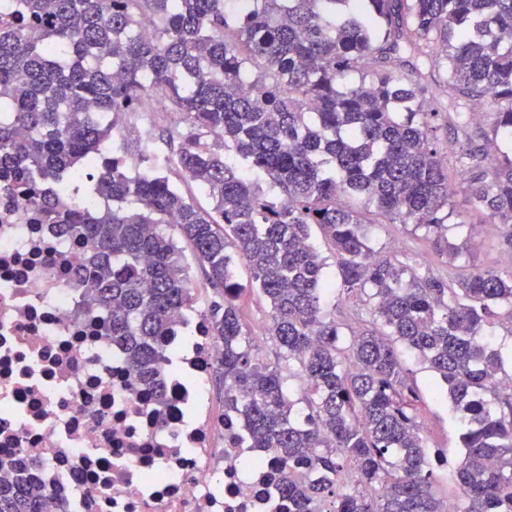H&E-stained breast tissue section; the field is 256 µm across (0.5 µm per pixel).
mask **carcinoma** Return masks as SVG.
I'll use <instances>...</instances> for the list:
<instances>
[{
  "label": "carcinoma",
  "mask_w": 512,
  "mask_h": 512,
  "mask_svg": "<svg viewBox=\"0 0 512 512\" xmlns=\"http://www.w3.org/2000/svg\"><path fill=\"white\" fill-rule=\"evenodd\" d=\"M226 2L10 0L0 178L28 189L44 223L96 244L77 286L156 390L160 338L193 303L191 247L212 290L204 315L224 342V413L244 417L251 447L274 449L288 512H446L401 348L435 374L461 429L454 512H512V365L495 343L499 311L512 317V267L425 278L379 256L365 228L413 224L456 253L451 166L467 175L473 210L512 241V0H253L247 13ZM145 17L157 22L150 37ZM151 88L182 116L164 134L177 148L132 172L107 144ZM487 99L488 129L476 121ZM438 120L460 144L451 165ZM498 137L489 158L477 141ZM230 247L270 303L286 376L244 343ZM336 287L370 305L372 327L324 312ZM44 501L37 486L0 484V512H44Z\"/></svg>",
  "instance_id": "cac0c4a2"
}]
</instances>
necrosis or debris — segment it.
Here are the masks:
<instances>
[{"instance_id":"1","label":"necrosis or debris","mask_w":512,"mask_h":512,"mask_svg":"<svg viewBox=\"0 0 512 512\" xmlns=\"http://www.w3.org/2000/svg\"><path fill=\"white\" fill-rule=\"evenodd\" d=\"M90 250L0 193V481L41 484L46 512H282L273 450L213 403L224 346L201 310L172 316L157 410L73 286Z\"/></svg>"}]
</instances>
